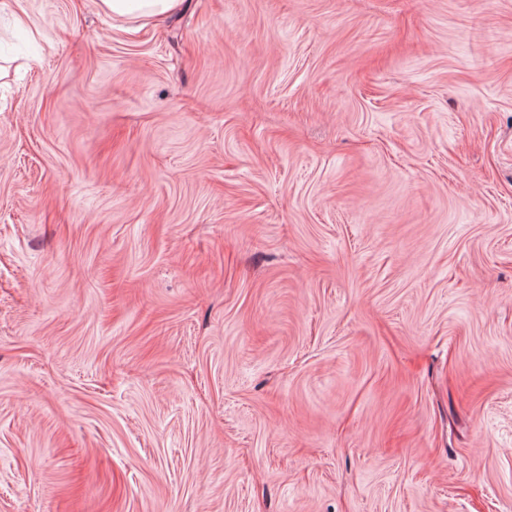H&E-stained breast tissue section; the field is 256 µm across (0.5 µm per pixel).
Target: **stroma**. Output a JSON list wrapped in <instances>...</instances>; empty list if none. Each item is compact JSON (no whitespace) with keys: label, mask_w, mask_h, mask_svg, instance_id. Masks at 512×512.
<instances>
[{"label":"stroma","mask_w":512,"mask_h":512,"mask_svg":"<svg viewBox=\"0 0 512 512\" xmlns=\"http://www.w3.org/2000/svg\"><path fill=\"white\" fill-rule=\"evenodd\" d=\"M0 512H512V0H0ZM183 2L184 0H101V5L113 16L158 23L177 12Z\"/></svg>","instance_id":"1"}]
</instances>
